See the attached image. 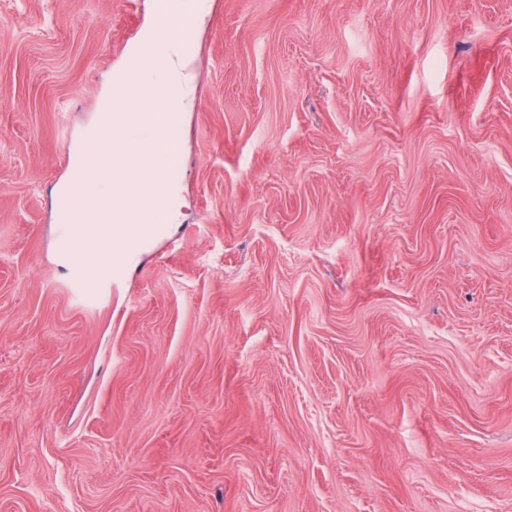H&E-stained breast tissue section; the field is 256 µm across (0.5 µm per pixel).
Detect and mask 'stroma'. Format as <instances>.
Here are the masks:
<instances>
[{
    "label": "stroma",
    "mask_w": 512,
    "mask_h": 512,
    "mask_svg": "<svg viewBox=\"0 0 512 512\" xmlns=\"http://www.w3.org/2000/svg\"><path fill=\"white\" fill-rule=\"evenodd\" d=\"M184 3L98 300L58 203L156 0H0V512H512V0ZM110 282V272L88 266L78 260L71 261L67 287L71 288L77 297H88L90 290H94L95 295L102 297Z\"/></svg>",
    "instance_id": "1"
}]
</instances>
